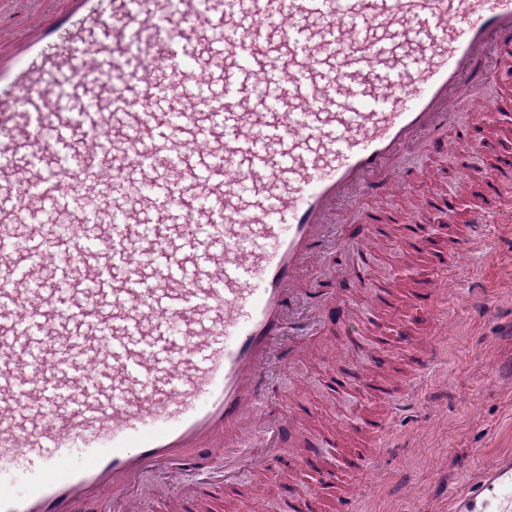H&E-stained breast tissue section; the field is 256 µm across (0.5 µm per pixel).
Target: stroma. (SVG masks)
Segmentation results:
<instances>
[{"label":"stroma","instance_id":"stroma-1","mask_svg":"<svg viewBox=\"0 0 512 512\" xmlns=\"http://www.w3.org/2000/svg\"><path fill=\"white\" fill-rule=\"evenodd\" d=\"M512 89V68L488 74L483 95L488 108L460 110L461 123H478L487 131L512 132V104L502 103L501 89ZM400 164L423 169L421 183L377 196L359 197L355 208L340 209L334 239L343 242L344 227L376 217L380 230L366 245L367 256L341 277L348 290L350 319L360 327L355 341L342 329L301 338L296 375L272 370V404L298 417L297 440H285L282 461L263 473L243 474L232 496L213 503L212 512H242L245 504L282 506L289 493L312 496L315 512H333L335 491L323 489L318 473L335 468L350 449L367 437L363 416L386 412L387 400L372 397L362 386L336 388L343 370L362 369L387 379L397 393L413 384L411 353L437 346L438 357L422 376L411 415L395 414L387 439L378 441L369 488L359 493L358 512H455L481 471L512 456V230L485 225L482 236L457 255L452 279L441 283L446 299L435 323L415 328L410 345H391L382 369L378 339L395 331L415 295L431 273L429 256L401 248L411 224L425 225L437 237L453 232L426 200L456 194L455 223H466L485 200L491 177L488 160L467 142L449 138L447 149L431 154L427 140L402 154ZM388 289L393 305L377 304L375 294ZM321 438L326 453L315 469L302 467L303 443Z\"/></svg>","mask_w":512,"mask_h":512}]
</instances>
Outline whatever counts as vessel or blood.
Returning <instances> with one entry per match:
<instances>
[{
    "label": "vessel or blood",
    "instance_id": "b4317fda",
    "mask_svg": "<svg viewBox=\"0 0 512 512\" xmlns=\"http://www.w3.org/2000/svg\"><path fill=\"white\" fill-rule=\"evenodd\" d=\"M79 3L0 68V512H101L100 487L137 498L151 469L277 460L292 421L267 366L296 356L301 305L348 321L320 276L299 285L337 203L409 185L398 158L475 108L485 50L512 58V0ZM462 137L500 200L512 143ZM87 200L92 237L73 232ZM492 221L446 244L410 232L447 278ZM442 300L427 288L411 313ZM458 512H512V463Z\"/></svg>",
    "mask_w": 512,
    "mask_h": 512
}]
</instances>
